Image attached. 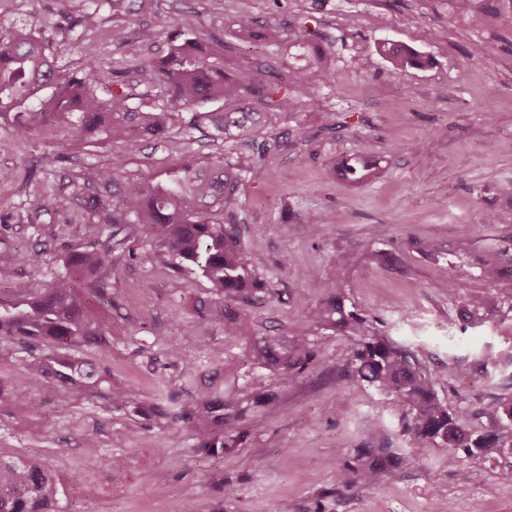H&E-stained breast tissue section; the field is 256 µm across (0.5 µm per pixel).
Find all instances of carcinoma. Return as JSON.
Wrapping results in <instances>:
<instances>
[{"instance_id":"obj_1","label":"carcinoma","mask_w":512,"mask_h":512,"mask_svg":"<svg viewBox=\"0 0 512 512\" xmlns=\"http://www.w3.org/2000/svg\"><path fill=\"white\" fill-rule=\"evenodd\" d=\"M156 0H82L73 15L44 16L40 26L67 31L81 53L80 61L60 63L59 52L36 30L24 25L0 36V117L16 108L13 135L63 122L69 130L68 147L110 144L119 146L112 160L71 175L69 186L82 203L86 221L107 231L105 243H89L69 253L64 272L45 287L9 297L3 290L13 277L12 267L0 265V338H11L30 356L28 369L34 386H59L90 394L115 407L144 404L131 392L112 387L105 369L79 358L72 348L105 341V331L91 321L86 297L92 293L109 307L112 296V263L131 252V242L141 236L163 248L168 265L176 272L199 274L212 285L216 298L209 312L224 318V335L250 336L252 330L231 304H249L265 298L268 289L255 271L254 260L238 230L237 196L248 177L266 156L280 148L269 132L273 120L296 108L292 95L275 100L277 111L252 112L241 105L244 96L258 101L273 98L259 72L242 68L224 71V28L199 34L198 14L171 15L155 9ZM163 41L156 56L138 58L140 47ZM114 45L128 60L105 63L102 53ZM398 68H426L430 59L412 54L394 57ZM143 91L135 93L132 75ZM109 98L99 96L103 85ZM51 94L28 106L32 90ZM222 103L223 110L209 105ZM224 139L232 151L217 160H202L190 147L173 160L164 176L135 181L128 170L129 157L145 141L193 132ZM375 162L368 157L346 158L340 169L353 181L369 178ZM96 184L102 192L83 195ZM56 206V197L44 192L34 197L26 222L36 223L41 213ZM509 249L489 255L480 265L481 277L493 293L463 298L467 317L477 319L489 304L509 303L512 281L503 279L501 260ZM465 263L450 267L448 294L455 298L471 278ZM84 283L83 289L76 288ZM319 320L326 327L356 337L349 361L362 381L387 394L404 408L408 430L418 442L417 452L448 446L467 457L494 459L512 456V397L488 407L491 427L471 430L467 411L450 408L436 390L441 379L422 372L412 356L375 333L370 320L345 308L338 299L325 304ZM252 362L276 379L286 380L311 358L310 340L297 336L288 344L272 337L255 342ZM244 409L202 389L171 413L174 421L189 428L196 451L219 455L235 447L245 435L241 430ZM392 448H379L371 456L336 472L342 487L373 485L382 471L396 463ZM56 487L50 471L33 458L0 455V512H56Z\"/></svg>"}]
</instances>
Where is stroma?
<instances>
[{
  "mask_svg": "<svg viewBox=\"0 0 512 512\" xmlns=\"http://www.w3.org/2000/svg\"><path fill=\"white\" fill-rule=\"evenodd\" d=\"M80 0H23L0 7V35L32 16L77 9ZM480 24L453 0H208L204 23L224 28V69L249 66L265 82L295 86L313 45L327 74L316 88L334 129L296 111L278 120L284 142L240 194V232L270 293L240 306L249 336L224 333L222 319L197 310L213 297L202 276L177 273L160 248L141 238L133 257L112 267L110 308L88 303L108 341L83 347L90 362L151 406L149 415L46 386L32 388L29 356L0 341V454L43 460L61 512H512V484L496 462L453 455L415 456L402 409L348 367L354 337L323 329L318 309L339 296L368 316L380 336L411 352L425 374L441 377V398L464 407L472 427L491 425L487 406L512 394V312L495 305L480 324L463 319L448 295L450 264L479 268L486 253L512 243V0H474ZM248 18L277 40L240 43ZM399 43L430 57L424 69L395 70L380 50ZM45 130L0 153L15 179L0 182V264L13 290L47 284L65 267L68 247L98 238L82 223L68 177L107 161V148L62 149ZM181 135L144 144L129 169L162 171L188 146ZM222 156V140L190 144ZM375 161L372 179L338 175L346 157ZM57 199L37 223L20 221L35 188ZM496 223H486L487 214ZM319 225L317 235L308 225ZM41 265L18 262L28 248ZM309 336L312 357L288 380L251 365L257 336ZM181 358H172L171 345ZM265 381L254 399V379ZM205 388L247 403L240 445L205 458L188 429L171 422L176 401ZM99 459L86 463V441ZM392 444L405 455L367 488L338 487L337 469L360 453ZM125 459L113 467L112 456Z\"/></svg>",
  "mask_w": 512,
  "mask_h": 512,
  "instance_id": "obj_1",
  "label": "stroma"
}]
</instances>
